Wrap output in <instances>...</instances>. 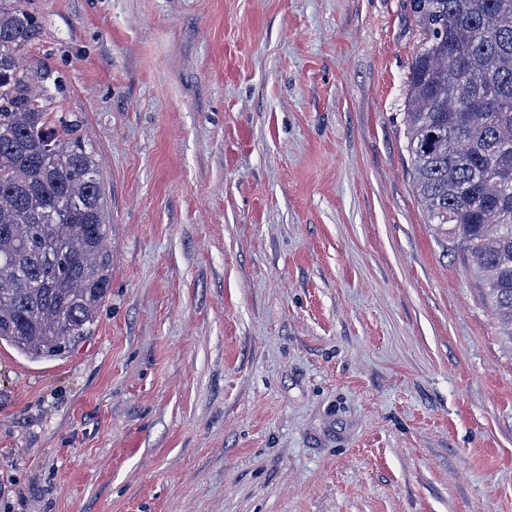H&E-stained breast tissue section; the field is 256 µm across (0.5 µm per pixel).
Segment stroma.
<instances>
[{
	"label": "stroma",
	"mask_w": 512,
	"mask_h": 512,
	"mask_svg": "<svg viewBox=\"0 0 512 512\" xmlns=\"http://www.w3.org/2000/svg\"><path fill=\"white\" fill-rule=\"evenodd\" d=\"M110 295L0 346V512H512V351L429 224L407 0H22Z\"/></svg>",
	"instance_id": "stroma-1"
}]
</instances>
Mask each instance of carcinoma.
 I'll return each instance as SVG.
<instances>
[{
	"mask_svg": "<svg viewBox=\"0 0 512 512\" xmlns=\"http://www.w3.org/2000/svg\"><path fill=\"white\" fill-rule=\"evenodd\" d=\"M423 33L407 76L406 149L428 221L471 254L512 349V0H409ZM40 35L0 6V343L41 362L93 335L112 282L94 149L48 112Z\"/></svg>",
	"mask_w": 512,
	"mask_h": 512,
	"instance_id": "obj_1",
	"label": "carcinoma"
}]
</instances>
